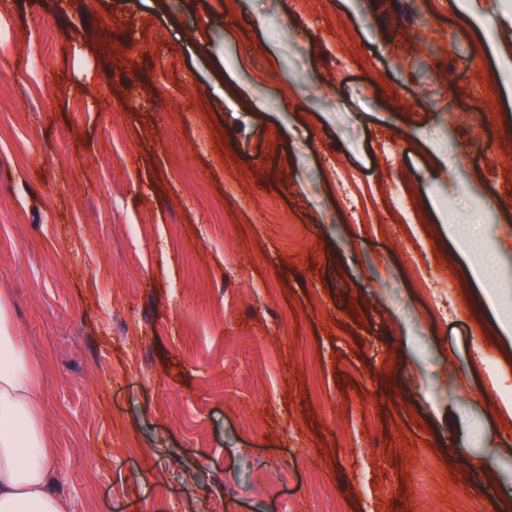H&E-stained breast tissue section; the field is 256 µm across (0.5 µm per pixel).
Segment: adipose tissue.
I'll use <instances>...</instances> for the list:
<instances>
[{
	"mask_svg": "<svg viewBox=\"0 0 512 512\" xmlns=\"http://www.w3.org/2000/svg\"><path fill=\"white\" fill-rule=\"evenodd\" d=\"M43 377L0 297V512H67L44 426Z\"/></svg>",
	"mask_w": 512,
	"mask_h": 512,
	"instance_id": "1",
	"label": "adipose tissue"
}]
</instances>
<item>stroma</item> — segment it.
Masks as SVG:
<instances>
[{"instance_id":"stroma-1","label":"stroma","mask_w":512,"mask_h":512,"mask_svg":"<svg viewBox=\"0 0 512 512\" xmlns=\"http://www.w3.org/2000/svg\"><path fill=\"white\" fill-rule=\"evenodd\" d=\"M0 25V295L69 512L512 502L486 370L512 383V0H0Z\"/></svg>"}]
</instances>
